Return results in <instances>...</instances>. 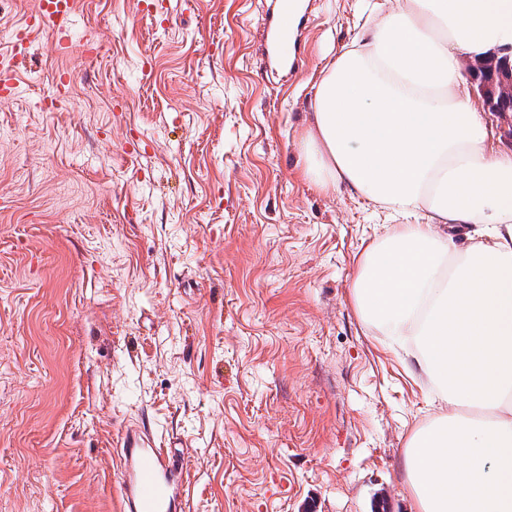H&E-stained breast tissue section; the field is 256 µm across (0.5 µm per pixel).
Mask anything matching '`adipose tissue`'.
<instances>
[{"label":"adipose tissue","mask_w":512,"mask_h":512,"mask_svg":"<svg viewBox=\"0 0 512 512\" xmlns=\"http://www.w3.org/2000/svg\"><path fill=\"white\" fill-rule=\"evenodd\" d=\"M512 43V0H395L322 72L301 174L424 223L367 245L363 323L404 336L447 413L407 451L418 512H512V150L462 82ZM474 228L458 248L450 228Z\"/></svg>","instance_id":"ef3b65f1"}]
</instances>
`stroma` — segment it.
<instances>
[{
    "instance_id": "35a3bbf8",
    "label": "stroma",
    "mask_w": 512,
    "mask_h": 512,
    "mask_svg": "<svg viewBox=\"0 0 512 512\" xmlns=\"http://www.w3.org/2000/svg\"><path fill=\"white\" fill-rule=\"evenodd\" d=\"M77 0L0 100V512H120L127 433L185 512H417L445 410L351 291L389 212L299 174L315 84L383 0ZM68 73L67 102L44 100ZM297 8V0H280L278 2L276 27L282 38H288V32L294 28Z\"/></svg>"
}]
</instances>
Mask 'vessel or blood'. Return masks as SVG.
Masks as SVG:
<instances>
[{
	"label": "vessel or blood",
	"mask_w": 512,
	"mask_h": 512,
	"mask_svg": "<svg viewBox=\"0 0 512 512\" xmlns=\"http://www.w3.org/2000/svg\"><path fill=\"white\" fill-rule=\"evenodd\" d=\"M76 0H38V7L13 36L20 46L39 31H51L60 49H67V24ZM297 0H279L276 27L287 35L296 23ZM121 503L125 512H181L187 469L184 457L152 448L135 439L122 452Z\"/></svg>",
	"instance_id": "1"
}]
</instances>
